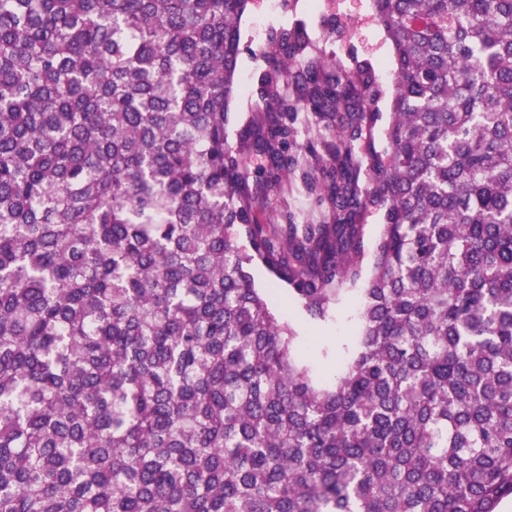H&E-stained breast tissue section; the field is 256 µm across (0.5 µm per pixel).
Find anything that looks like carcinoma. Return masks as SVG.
<instances>
[{"label":"carcinoma","mask_w":512,"mask_h":512,"mask_svg":"<svg viewBox=\"0 0 512 512\" xmlns=\"http://www.w3.org/2000/svg\"><path fill=\"white\" fill-rule=\"evenodd\" d=\"M248 2L0 0V512L512 495V0H373L381 152L371 70L305 60L301 25L271 37L265 111L229 140ZM296 173L325 218L261 223L249 180ZM253 265L315 321L363 283L335 384ZM365 250L360 258L363 274L368 275L372 268L374 255L377 250V246L380 242L383 229V212L374 208L369 207L365 214Z\"/></svg>","instance_id":"carcinoma-1"}]
</instances>
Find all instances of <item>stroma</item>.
<instances>
[{
  "instance_id": "obj_1",
  "label": "stroma",
  "mask_w": 512,
  "mask_h": 512,
  "mask_svg": "<svg viewBox=\"0 0 512 512\" xmlns=\"http://www.w3.org/2000/svg\"><path fill=\"white\" fill-rule=\"evenodd\" d=\"M299 24L310 35L309 57L321 63L368 64L378 96L375 104L380 117L374 129V144L383 147L389 122L392 94L393 47L385 31L373 18L372 0H250L241 22V49L238 63V93L230 106V140L252 113L261 107L260 77L265 69L264 52L272 30ZM280 209L295 212L300 220L318 221L322 217L300 181L288 177L278 196H257L254 212L261 223H275ZM255 288L265 294L272 311L289 321L296 334L306 339L307 363L328 383L340 374L336 361L337 344L347 342L358 332L359 291L344 295L329 321L309 319L282 287L260 266L250 270Z\"/></svg>"
}]
</instances>
